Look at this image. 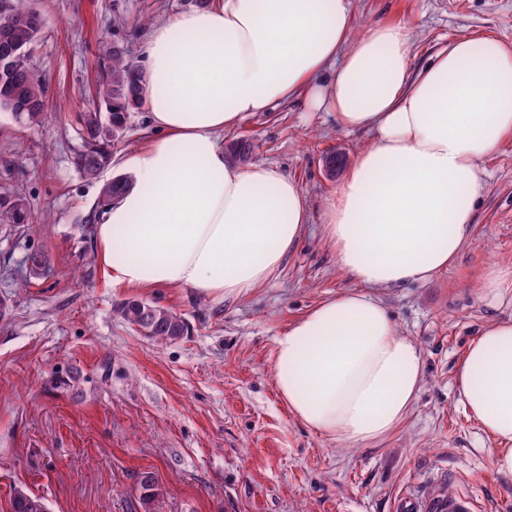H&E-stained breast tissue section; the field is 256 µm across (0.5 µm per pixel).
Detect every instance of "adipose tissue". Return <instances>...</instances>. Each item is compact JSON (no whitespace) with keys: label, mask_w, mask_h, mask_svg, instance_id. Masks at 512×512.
Segmentation results:
<instances>
[{"label":"adipose tissue","mask_w":512,"mask_h":512,"mask_svg":"<svg viewBox=\"0 0 512 512\" xmlns=\"http://www.w3.org/2000/svg\"><path fill=\"white\" fill-rule=\"evenodd\" d=\"M353 0H214L150 26L142 45L149 145L95 227L116 288H176L221 303L264 285L310 221L300 183L268 163L229 161L224 134L247 114L303 97L372 136L323 204L325 237L355 281L274 338L273 380L289 413L350 448L405 421L419 348L376 287L430 282L470 238L482 162L512 133V46L454 39L412 71L406 24L353 34ZM455 388L512 474V322L483 328Z\"/></svg>","instance_id":"obj_1"}]
</instances>
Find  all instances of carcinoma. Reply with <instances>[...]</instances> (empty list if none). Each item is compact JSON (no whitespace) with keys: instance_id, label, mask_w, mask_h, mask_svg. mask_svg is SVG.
<instances>
[{"instance_id":"1","label":"carcinoma","mask_w":512,"mask_h":512,"mask_svg":"<svg viewBox=\"0 0 512 512\" xmlns=\"http://www.w3.org/2000/svg\"><path fill=\"white\" fill-rule=\"evenodd\" d=\"M10 3L19 37L37 46L41 32L31 33L28 19L39 11L38 0H10ZM97 51L104 62V72L96 87L101 108L79 112L76 116L82 145L76 153L75 165L87 179L97 178L101 170L112 163V147L125 137L130 114L143 107L142 93L146 83L143 72L128 59L126 52L104 40L98 43ZM13 82L23 99L31 104L22 124L34 126L41 123L50 104L45 85L33 63L17 72ZM128 184V177L120 176L102 186L99 205L109 206ZM29 215V201L22 188H5L0 192L1 226L27 224ZM33 259L34 266L27 269L24 280L26 285L45 277L39 271L40 264H50L49 256L43 252L33 253ZM114 313L136 333L158 343L176 342L188 334V323L181 314L153 300L128 298L115 305ZM137 490L143 512H157L163 492L156 478L140 473ZM11 512H49V509L42 497L17 490L11 499Z\"/></svg>"}]
</instances>
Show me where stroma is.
Here are the masks:
<instances>
[{
	"label": "stroma",
	"instance_id": "obj_1",
	"mask_svg": "<svg viewBox=\"0 0 512 512\" xmlns=\"http://www.w3.org/2000/svg\"><path fill=\"white\" fill-rule=\"evenodd\" d=\"M355 30L411 23L412 67L440 45L484 34L512 43V0H353ZM196 0H41L46 18L34 66L51 110L23 128L0 112V189L23 186L33 225L0 227V512L22 489L50 512H142L137 481L152 472L162 512H392L404 489L469 494L476 512H512V475L496 471L489 441L453 385L469 341L512 321V299L481 294L480 276L512 269V134L483 161L485 188L471 240L426 284L376 289L401 335L419 348L423 379L403 425L362 448L331 442L291 416L273 381V339L310 308L354 283L324 236L325 199L370 142L328 112L294 100L248 115L225 143L250 137L261 161L298 180L310 222L278 272L247 296L215 304L170 288H115L96 255L97 207L123 158L148 143L132 113L112 164L89 180L74 158V115L95 109L99 39L131 60L149 26ZM35 251L51 272L21 287ZM148 298L181 313L189 336L160 345L113 314ZM77 388L58 385L72 371Z\"/></svg>",
	"mask_w": 512,
	"mask_h": 512
}]
</instances>
